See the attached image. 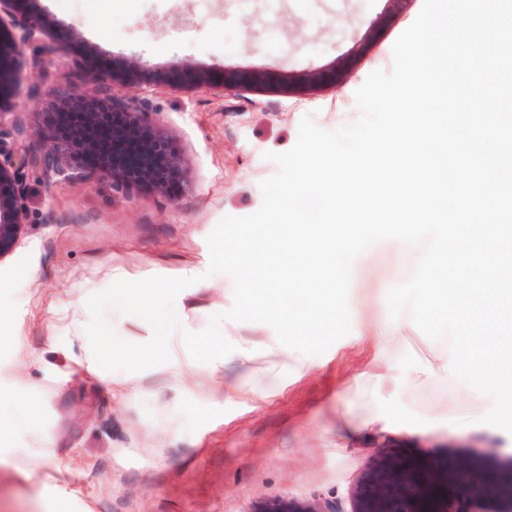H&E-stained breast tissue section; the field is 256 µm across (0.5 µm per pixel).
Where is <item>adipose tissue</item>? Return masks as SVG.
<instances>
[{"mask_svg":"<svg viewBox=\"0 0 512 512\" xmlns=\"http://www.w3.org/2000/svg\"><path fill=\"white\" fill-rule=\"evenodd\" d=\"M411 316V311L406 310L392 318L378 319L373 324L372 367L376 384H383L390 373L392 361L389 351L400 335L408 330ZM85 317L79 297L74 294L56 306L48 324L55 350L82 368L87 367L88 356L78 322ZM13 333V340L0 348V433L7 437L6 442H0V464H8L23 473L33 470L38 464L50 466L56 456V443L37 434L29 413L14 408L16 402L29 399L32 387L20 372L29 359L18 340L21 327H14Z\"/></svg>","mask_w":512,"mask_h":512,"instance_id":"adipose-tissue-1","label":"adipose tissue"}]
</instances>
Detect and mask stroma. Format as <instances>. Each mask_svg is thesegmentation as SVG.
Here are the masks:
<instances>
[{
    "instance_id": "stroma-1",
    "label": "stroma",
    "mask_w": 512,
    "mask_h": 512,
    "mask_svg": "<svg viewBox=\"0 0 512 512\" xmlns=\"http://www.w3.org/2000/svg\"><path fill=\"white\" fill-rule=\"evenodd\" d=\"M423 0L381 22L386 0H31L30 12L53 21L50 37L72 32L87 53L106 51L114 66L139 62L133 88L96 85L143 102L190 159L184 189L165 196L126 194L110 178L92 175L68 185L24 172V234L0 259V338L13 321L25 327L30 355L23 369L45 407L33 424L57 442L55 475L89 512H254L269 499L316 505L318 512H350L352 491L387 456V444L424 461L477 463L499 469L512 457V434L476 431L453 447L437 429L425 438L388 434L356 441L336 434V418L360 421L371 405L357 385L367 368L362 325L388 316L386 288L407 280L421 250L396 240L379 242L352 266L351 331L321 354L320 367L303 376H273L271 359L251 372L227 369V378L271 392L269 403H224L221 387L186 389L159 372L147 385L174 401L178 431L163 439V419L146 399L112 401L104 386L53 350L46 332L54 304L70 291L106 282L110 270L128 280L203 275L206 242L224 216H247L261 205L260 182L276 166L268 152L296 142L299 122L313 115L334 130L360 115L354 93L370 72L390 70L392 46L416 19ZM23 47L9 102L0 108V148L21 152L26 135L42 121L41 96L66 88L71 60L57 56L42 66ZM351 65L338 83L311 88L277 85L228 90L185 86L178 73L194 69L273 67L302 74L339 58ZM38 275L36 283L23 272ZM68 372L65 384L46 380L47 368ZM388 395L419 417L445 408L467 411L470 400L442 379L415 384L400 377ZM39 475L0 468V512H41Z\"/></svg>"
}]
</instances>
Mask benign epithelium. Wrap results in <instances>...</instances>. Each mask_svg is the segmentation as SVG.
Listing matches in <instances>:
<instances>
[{
  "instance_id": "obj_1",
  "label": "benign epithelium",
  "mask_w": 512,
  "mask_h": 512,
  "mask_svg": "<svg viewBox=\"0 0 512 512\" xmlns=\"http://www.w3.org/2000/svg\"><path fill=\"white\" fill-rule=\"evenodd\" d=\"M26 0H0V101L12 86L13 59L19 52L16 36L4 34L11 27L21 32L27 43L40 42L51 21L22 8ZM39 56L69 55L75 67L74 86L55 94L52 111L38 133L30 138L20 157H0V259L17 245L25 225L24 186L21 170L45 177L54 174L66 183L72 175L63 163L70 162L88 173L112 179V186L126 194L152 190L169 195L186 183L189 160L186 152L159 127L154 114L141 105L106 94L89 96L84 86L107 75L112 82L128 87L137 84L142 68L136 63L115 70L98 71L93 60L81 51L75 35L41 42ZM274 68L216 74L209 70L189 73L192 85L223 91L238 87H269L278 80ZM455 481L478 498L495 496L502 488L496 474L478 476L460 468ZM438 484L424 465L392 459L378 467L353 493L352 512H456L455 504L422 492ZM256 512H318L314 507L293 501L266 500Z\"/></svg>"
}]
</instances>
